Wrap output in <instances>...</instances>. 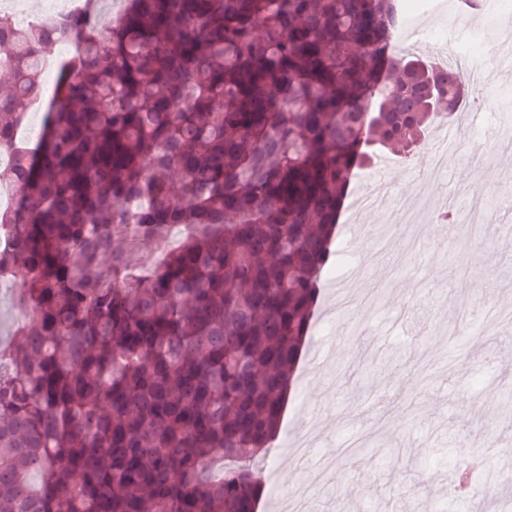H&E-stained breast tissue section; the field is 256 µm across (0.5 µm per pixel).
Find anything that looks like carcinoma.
I'll return each mask as SVG.
<instances>
[{"instance_id": "carcinoma-1", "label": "carcinoma", "mask_w": 512, "mask_h": 512, "mask_svg": "<svg viewBox=\"0 0 512 512\" xmlns=\"http://www.w3.org/2000/svg\"><path fill=\"white\" fill-rule=\"evenodd\" d=\"M90 2L0 13V270L31 315L0 373V512H252L347 175L468 89L396 50L395 0H126L104 27ZM174 227L138 267L130 232ZM445 464L485 512L491 466Z\"/></svg>"}]
</instances>
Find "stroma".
<instances>
[{
  "instance_id": "stroma-1",
  "label": "stroma",
  "mask_w": 512,
  "mask_h": 512,
  "mask_svg": "<svg viewBox=\"0 0 512 512\" xmlns=\"http://www.w3.org/2000/svg\"><path fill=\"white\" fill-rule=\"evenodd\" d=\"M487 87L468 96L452 121L457 152L434 173L438 138L430 129L410 159L389 152L353 169L351 185L385 169L381 203L361 208L358 242L336 231L345 253L317 278L319 295L306 347L321 362H298L281 429L264 464L256 512H278L305 488L299 512H414L430 493L452 497L438 460L463 447L490 461L512 458V37L499 32L485 62ZM489 206L486 222L463 225L444 261L432 260L448 235V203L466 212L469 187ZM414 223L391 224L394 202ZM421 232L420 255L384 249L387 239Z\"/></svg>"
}]
</instances>
